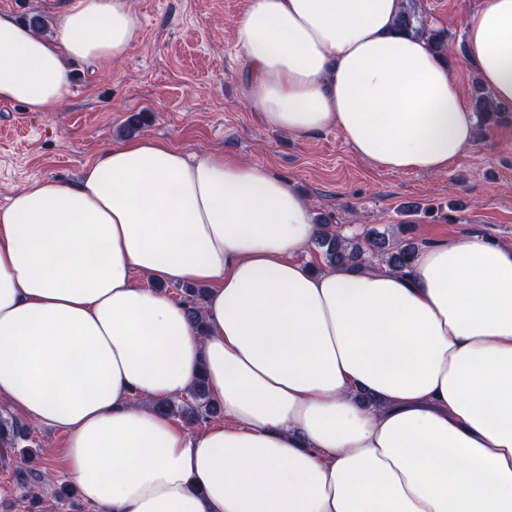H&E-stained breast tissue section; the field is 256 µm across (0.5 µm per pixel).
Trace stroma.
<instances>
[{
  "label": "stroma",
  "instance_id": "35a3bbf8",
  "mask_svg": "<svg viewBox=\"0 0 512 512\" xmlns=\"http://www.w3.org/2000/svg\"><path fill=\"white\" fill-rule=\"evenodd\" d=\"M428 27L464 41L462 15L481 0H417ZM247 0H132L140 38L120 62H74L72 92L55 112L0 102V207L35 178L74 182L123 125L142 113V136L188 154L231 155L286 180L345 236L413 224L428 241L481 233L512 241V124L488 128L436 174L393 172L358 157L335 129L297 137L265 126L243 99L245 68L234 26ZM463 201L452 218L407 203ZM65 437L36 429L0 455V512H101L81 502L69 477ZM43 479L20 488L23 454Z\"/></svg>",
  "mask_w": 512,
  "mask_h": 512
}]
</instances>
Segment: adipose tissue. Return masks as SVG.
Here are the masks:
<instances>
[{
	"label": "adipose tissue",
	"instance_id": "adipose-tissue-1",
	"mask_svg": "<svg viewBox=\"0 0 512 512\" xmlns=\"http://www.w3.org/2000/svg\"><path fill=\"white\" fill-rule=\"evenodd\" d=\"M401 6L249 0L251 111L337 129L393 172L445 169L475 117L449 63L397 31ZM463 28L512 104V0ZM139 36L131 0H60L49 36L0 12V101L57 111L72 61H120ZM314 232L285 180L146 137L77 183L29 181L0 207V403L64 434L81 501L105 512H512V243L315 270L298 258ZM160 283L207 287L205 329ZM200 379L223 423L193 433L155 410Z\"/></svg>",
	"mask_w": 512,
	"mask_h": 512
}]
</instances>
